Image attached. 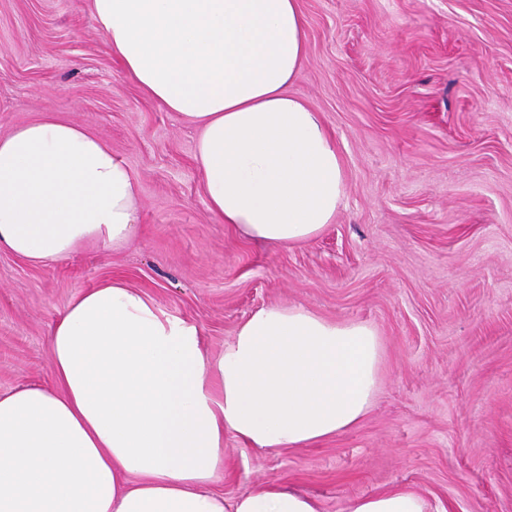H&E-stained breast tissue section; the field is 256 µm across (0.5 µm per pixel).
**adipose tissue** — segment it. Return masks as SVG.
I'll use <instances>...</instances> for the list:
<instances>
[{
    "label": "adipose tissue",
    "mask_w": 512,
    "mask_h": 512,
    "mask_svg": "<svg viewBox=\"0 0 512 512\" xmlns=\"http://www.w3.org/2000/svg\"><path fill=\"white\" fill-rule=\"evenodd\" d=\"M125 76L193 123L210 211L282 247L333 222L341 155L318 112L289 95L306 53L298 0H90ZM137 181L98 134L47 117L0 135V251L50 266L122 248L137 231ZM55 386L0 394V512H321L275 482L211 491L224 436L304 448L355 427L381 347L359 321L301 306L257 310L219 358L195 325L107 280L51 326ZM346 512H428L394 488Z\"/></svg>",
    "instance_id": "ef3b65f1"
}]
</instances>
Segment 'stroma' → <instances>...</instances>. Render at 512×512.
<instances>
[{
  "instance_id": "35a3bbf8",
  "label": "stroma",
  "mask_w": 512,
  "mask_h": 512,
  "mask_svg": "<svg viewBox=\"0 0 512 512\" xmlns=\"http://www.w3.org/2000/svg\"><path fill=\"white\" fill-rule=\"evenodd\" d=\"M289 94L319 112L345 197L317 237L272 248L209 211L197 130L121 70L88 0H0V134L52 115L103 137L139 186L123 249L50 267L0 252V394L52 386L49 328L124 281L198 327L211 355L254 311L303 306L372 326L371 408L306 448L224 437L213 488L274 481L345 512L395 487L447 512H512V0H299Z\"/></svg>"
}]
</instances>
